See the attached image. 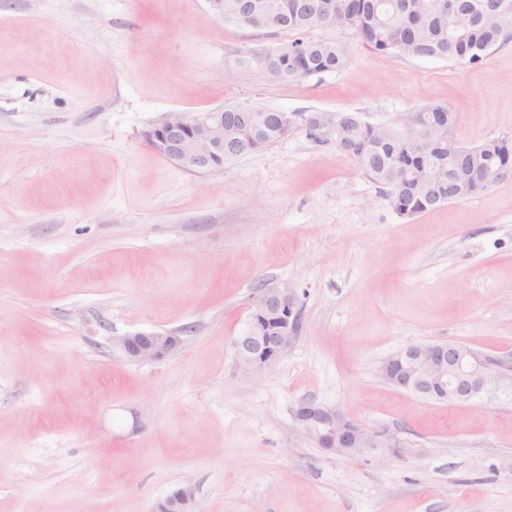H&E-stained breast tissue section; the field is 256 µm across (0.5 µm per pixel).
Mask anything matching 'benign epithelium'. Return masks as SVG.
I'll use <instances>...</instances> for the list:
<instances>
[{
  "mask_svg": "<svg viewBox=\"0 0 512 512\" xmlns=\"http://www.w3.org/2000/svg\"><path fill=\"white\" fill-rule=\"evenodd\" d=\"M464 0H440L438 9L448 14V33L455 35L472 18ZM307 123L322 134L336 132V113L316 112ZM224 109L193 115L171 113L143 132V139L160 155L193 172H209L215 159L224 157ZM434 123L421 112H406L383 127L399 133L409 130L418 147L427 144ZM452 165L448 177L466 188L473 182L494 187L512 177L488 166L462 159L454 126L444 124ZM298 331L296 298L285 286L263 282L254 289L247 307L244 329L233 340L236 366L248 374H259L288 348ZM113 343L133 361H152L173 352L181 338L172 334L137 332L113 339ZM380 377L389 385L450 405L472 401L479 395L512 379V364L495 360L459 344L423 343L404 346L380 364ZM295 419L326 452L343 456L370 454L378 458L401 455L405 443L387 430L368 429L338 408L305 400L295 410ZM194 491L184 485L161 501L155 512H194Z\"/></svg>",
  "mask_w": 512,
  "mask_h": 512,
  "instance_id": "7a95c632",
  "label": "benign epithelium"
}]
</instances>
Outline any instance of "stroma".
Wrapping results in <instances>:
<instances>
[{"label":"stroma","instance_id":"1","mask_svg":"<svg viewBox=\"0 0 512 512\" xmlns=\"http://www.w3.org/2000/svg\"><path fill=\"white\" fill-rule=\"evenodd\" d=\"M340 70L277 82L237 60L293 41L207 0H0V512H512V383L448 405L381 361L416 343L512 359V179L398 216L314 112L386 123L439 103L471 146L512 138V38L480 63L384 55L350 31ZM272 108L278 142L194 173L142 133L161 117ZM300 328L257 375L232 341L256 286ZM180 336L127 359L113 337ZM303 400L395 433L338 456ZM194 491L189 485H184L172 491L161 501L155 512H194Z\"/></svg>","mask_w":512,"mask_h":512}]
</instances>
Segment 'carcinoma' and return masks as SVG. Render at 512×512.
Wrapping results in <instances>:
<instances>
[{"label":"carcinoma","mask_w":512,"mask_h":512,"mask_svg":"<svg viewBox=\"0 0 512 512\" xmlns=\"http://www.w3.org/2000/svg\"><path fill=\"white\" fill-rule=\"evenodd\" d=\"M265 20L259 28L272 33L302 34L315 28L356 32L369 36L364 43L389 55L446 59L476 64L502 40L512 36V0L496 19L470 27L457 38L448 37V23L431 9L433 0H255ZM348 47L335 39L297 38L279 47L253 52L237 60L258 65L278 82H293L313 72H332L348 60ZM258 125L240 123L231 134L242 157L270 146L283 137L277 111ZM336 145L352 154L357 165L375 183L395 190L393 210L412 217L448 202V142L446 132L430 134L431 147L421 152L408 135L363 122L341 128ZM497 167H512V140H493L469 149Z\"/></svg>","instance_id":"carcinoma-1"}]
</instances>
